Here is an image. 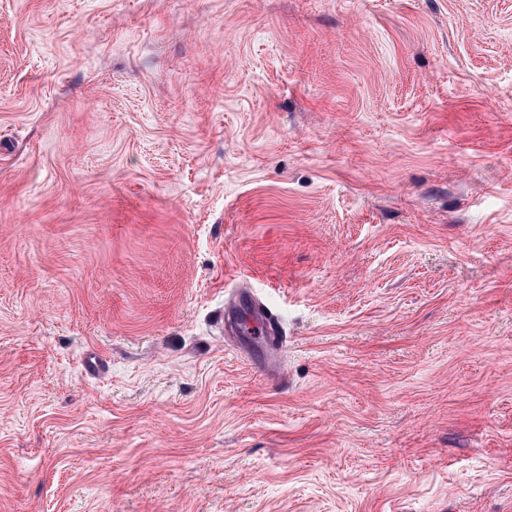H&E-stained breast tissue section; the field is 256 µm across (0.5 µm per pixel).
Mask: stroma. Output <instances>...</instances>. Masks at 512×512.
<instances>
[{
	"instance_id": "stroma-1",
	"label": "stroma",
	"mask_w": 512,
	"mask_h": 512,
	"mask_svg": "<svg viewBox=\"0 0 512 512\" xmlns=\"http://www.w3.org/2000/svg\"><path fill=\"white\" fill-rule=\"evenodd\" d=\"M0 512H512V0H0ZM238 303H235L224 309V328L236 336H263L266 337L272 345L279 346L280 343L271 340L267 335L271 330V324L268 321L267 314L260 306L243 307L238 310Z\"/></svg>"
}]
</instances>
